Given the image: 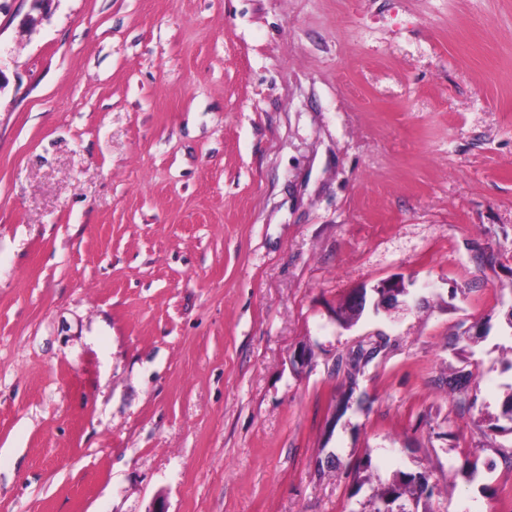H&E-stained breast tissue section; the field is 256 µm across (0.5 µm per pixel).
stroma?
Listing matches in <instances>:
<instances>
[{
    "label": "stroma",
    "mask_w": 512,
    "mask_h": 512,
    "mask_svg": "<svg viewBox=\"0 0 512 512\" xmlns=\"http://www.w3.org/2000/svg\"><path fill=\"white\" fill-rule=\"evenodd\" d=\"M511 309L512 0L0 12V512H512ZM420 479H417L416 476L403 474L399 481L392 483L370 500L369 507L371 509L369 512H393L390 508L391 504L402 497H407L409 502H413L417 506L422 498L430 499L434 494L435 486H429L427 477L423 481Z\"/></svg>",
    "instance_id": "obj_1"
}]
</instances>
